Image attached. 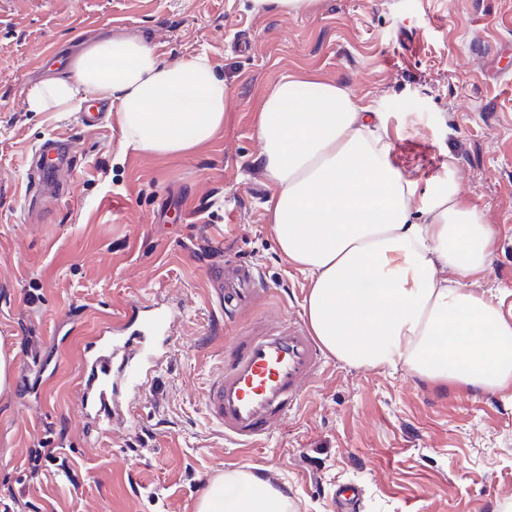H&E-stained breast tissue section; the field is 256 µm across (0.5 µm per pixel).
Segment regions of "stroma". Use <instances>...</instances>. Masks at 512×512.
Returning <instances> with one entry per match:
<instances>
[{"instance_id": "35a3bbf8", "label": "stroma", "mask_w": 512, "mask_h": 512, "mask_svg": "<svg viewBox=\"0 0 512 512\" xmlns=\"http://www.w3.org/2000/svg\"><path fill=\"white\" fill-rule=\"evenodd\" d=\"M136 36L165 62L206 54L223 78L224 125L207 144L156 156L124 147L111 103L101 128L82 112H30L29 84L94 41ZM288 74L346 88L382 114L392 164L419 193L455 185L496 233L472 287L512 315V0H316L301 14L253 0H0V347L40 356L0 394V498L22 482L34 512H196L224 471L259 466L288 512H512V391L441 389L405 371L326 355L299 409L262 446L226 443L203 389L224 343L254 321L304 320L309 280L286 263L266 206L259 114ZM64 132L53 178L30 165ZM253 268L234 306L216 266ZM181 314L132 426L87 444L78 407L84 345L132 300ZM78 452L76 484L28 477L43 439Z\"/></svg>"}]
</instances>
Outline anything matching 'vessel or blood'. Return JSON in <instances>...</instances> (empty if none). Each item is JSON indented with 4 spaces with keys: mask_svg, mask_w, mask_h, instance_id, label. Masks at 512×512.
I'll use <instances>...</instances> for the list:
<instances>
[{
    "mask_svg": "<svg viewBox=\"0 0 512 512\" xmlns=\"http://www.w3.org/2000/svg\"><path fill=\"white\" fill-rule=\"evenodd\" d=\"M174 341V317L163 305L132 302L120 324L99 328L83 349L81 409L97 435L134 421L158 355ZM324 357L299 322L255 324L227 344L203 393L211 422L243 447L266 438L300 404Z\"/></svg>",
    "mask_w": 512,
    "mask_h": 512,
    "instance_id": "obj_1",
    "label": "vessel or blood"
}]
</instances>
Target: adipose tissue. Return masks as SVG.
Listing matches in <instances>:
<instances>
[{"label": "adipose tissue", "instance_id": "1", "mask_svg": "<svg viewBox=\"0 0 512 512\" xmlns=\"http://www.w3.org/2000/svg\"><path fill=\"white\" fill-rule=\"evenodd\" d=\"M117 105L125 144L185 153L224 124V81L206 55L164 63L137 37L104 39L67 70L31 86V112H74L88 97ZM281 254L305 273L313 336L352 367L402 368L441 388L512 389V318L475 292L495 232L455 188L429 195L391 163L394 148L370 107L343 87L288 75L266 97L258 127ZM452 269L447 281L440 273ZM197 512H288L254 467L224 471Z\"/></svg>", "mask_w": 512, "mask_h": 512}]
</instances>
